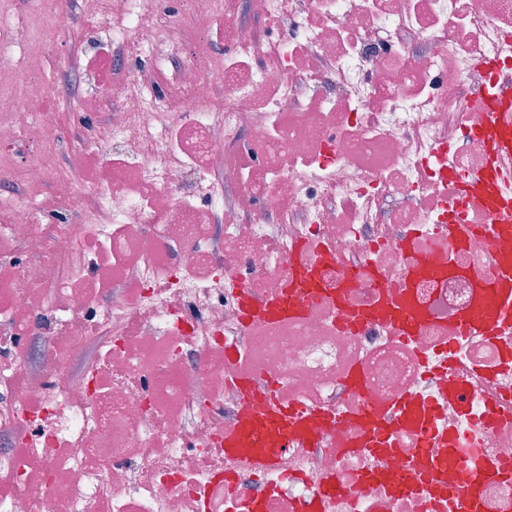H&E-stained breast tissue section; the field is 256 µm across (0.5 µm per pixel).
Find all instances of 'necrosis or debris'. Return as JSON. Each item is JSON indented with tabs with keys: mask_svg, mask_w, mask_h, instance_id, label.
Wrapping results in <instances>:
<instances>
[{
	"mask_svg": "<svg viewBox=\"0 0 512 512\" xmlns=\"http://www.w3.org/2000/svg\"><path fill=\"white\" fill-rule=\"evenodd\" d=\"M17 5L0 0V190L24 193L0 201L11 212L0 225V512H254L260 496L265 512H303L330 477L344 494L323 512H452L464 470L418 465L412 430L394 431L384 455L359 447L356 416L409 394L436 399L461 377L464 404L439 409L438 428L471 439L483 461L512 456V332L456 330L470 272L494 275L512 241L474 208L473 234L449 246L423 165L444 143L449 168L490 166L472 134L487 76L469 62L512 35V0H112L114 106L77 147L117 161L92 185L59 162L51 136L31 137L52 123L51 96L31 78L57 16ZM245 5L287 21V37L241 29L223 55L204 50ZM150 57L149 72L128 65ZM256 149L258 166L224 163ZM46 185L59 204L45 223L31 192ZM432 251L462 275L410 284L412 261ZM301 255L344 305L326 296L286 326L244 327L237 291L280 292ZM109 274L124 285L97 299ZM408 286L430 317L411 339L341 313ZM39 339L56 351L32 374ZM92 342L96 357L72 372ZM227 343L280 400L336 415L314 447L292 443L271 470L225 453L242 405ZM402 474L414 492L392 490ZM431 480L446 496L423 494Z\"/></svg>",
	"mask_w": 512,
	"mask_h": 512,
	"instance_id": "4bbe7bcc",
	"label": "necrosis or debris"
}]
</instances>
